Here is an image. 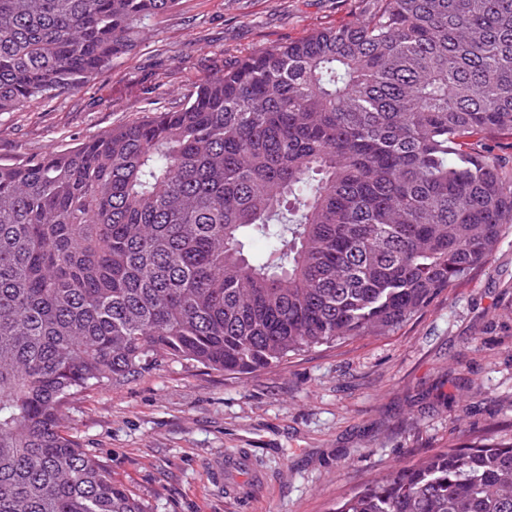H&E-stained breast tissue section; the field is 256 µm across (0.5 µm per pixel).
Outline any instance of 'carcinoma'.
Here are the masks:
<instances>
[{"label": "carcinoma", "instance_id": "1", "mask_svg": "<svg viewBox=\"0 0 512 512\" xmlns=\"http://www.w3.org/2000/svg\"><path fill=\"white\" fill-rule=\"evenodd\" d=\"M175 4L0 0V112L78 90ZM504 140L512 0H357L176 108L0 164V512H150L64 429L72 398L395 330L512 224ZM336 512H512V438L400 467Z\"/></svg>", "mask_w": 512, "mask_h": 512}]
</instances>
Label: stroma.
I'll return each instance as SVG.
<instances>
[{
  "label": "stroma",
  "mask_w": 512,
  "mask_h": 512,
  "mask_svg": "<svg viewBox=\"0 0 512 512\" xmlns=\"http://www.w3.org/2000/svg\"><path fill=\"white\" fill-rule=\"evenodd\" d=\"M354 14L355 0H177L77 91L0 112V163L176 107L242 55ZM63 424L152 512H332L443 448L512 437V227L481 270L388 335L248 374L170 362L77 396Z\"/></svg>",
  "instance_id": "1"
}]
</instances>
